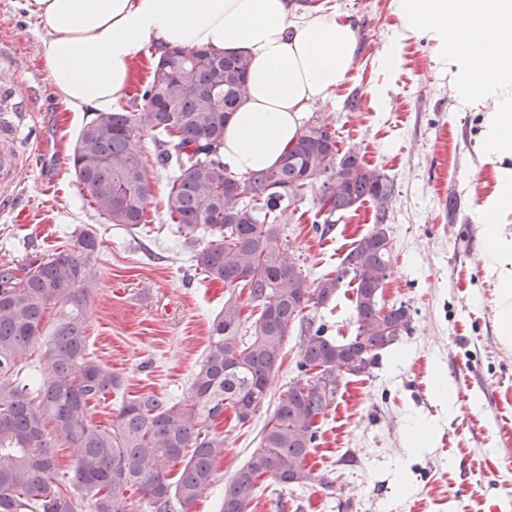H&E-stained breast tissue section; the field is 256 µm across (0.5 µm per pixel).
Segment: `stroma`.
<instances>
[{
  "label": "stroma",
  "instance_id": "obj_1",
  "mask_svg": "<svg viewBox=\"0 0 512 512\" xmlns=\"http://www.w3.org/2000/svg\"><path fill=\"white\" fill-rule=\"evenodd\" d=\"M0 0V74L18 82L54 157L47 175L28 173L10 207L0 208V265L51 253L93 230L97 288L87 306L88 351L121 380L92 402L91 420L108 427L122 401L152 394L183 401L228 296L203 279L192 255L206 238L185 242L165 200L173 168L149 165L148 222L128 229L107 223L88 205L71 165L73 148L93 108L75 112L59 98L40 55L46 30L24 7ZM333 9L358 34L350 77L334 99L306 110V125L335 129L340 149L357 150L393 185L384 226L392 248L387 302L405 303L412 330L381 352L369 373L345 377L335 403L319 418L320 438L307 464L329 480L288 493L262 483L253 512H512V347L497 319V289L485 272L483 228L473 220L496 185L494 164L477 160L472 143L479 115L460 112L431 47L410 39L399 69L379 58L392 41L391 0H295L294 16ZM356 107H349V100ZM319 186L307 189L282 222L287 254L308 282L334 270L354 241L371 231L374 208L329 225L319 213ZM310 316L326 335L355 329L354 291L344 285ZM299 332L291 330L281 368L263 407L246 424L224 421V457L211 489L189 512H220L224 489L248 460L278 396L304 380L296 368ZM457 389L449 410L434 391L436 375ZM435 426L428 447L412 448L416 422Z\"/></svg>",
  "mask_w": 512,
  "mask_h": 512
}]
</instances>
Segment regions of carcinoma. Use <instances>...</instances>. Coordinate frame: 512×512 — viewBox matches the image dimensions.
<instances>
[{"mask_svg":"<svg viewBox=\"0 0 512 512\" xmlns=\"http://www.w3.org/2000/svg\"><path fill=\"white\" fill-rule=\"evenodd\" d=\"M249 66L242 54L172 48L143 86V105L94 113L73 151L90 207L107 222L132 229L145 223L150 204L144 135L151 133L160 147L157 164L177 165L166 197L169 217L189 242L198 233L210 237L193 255L196 267L228 289L189 399L142 395L122 402L110 428L90 419L91 402L120 385L87 353L86 308L97 250L91 230H83L71 248L0 268V512H79L85 501L92 512H132L126 497L131 490L151 512L188 508L211 487L214 464L224 456L218 420L230 410L244 424L259 411L295 326L297 369L315 375L279 396L259 448L225 487L220 512H252L264 477L288 488L328 484L307 465L319 438L318 418L335 403L342 378L363 373L411 331L408 307L388 305L382 297V282L391 273L382 224L392 185L358 152L341 151L326 123L302 131L275 166L244 179L228 172L220 154L224 127L245 98ZM317 179L329 215L355 212L369 201L376 226L312 287L286 256L281 221ZM347 281L355 290V334L338 341L304 311L329 301ZM239 290L246 292L244 304ZM247 304L261 311L245 339ZM50 309L55 322L35 385L22 383L21 364L44 335ZM58 440L78 448L67 472L58 471L52 452ZM177 466L172 483L169 472Z\"/></svg>","mask_w":512,"mask_h":512,"instance_id":"carcinoma-1","label":"carcinoma"}]
</instances>
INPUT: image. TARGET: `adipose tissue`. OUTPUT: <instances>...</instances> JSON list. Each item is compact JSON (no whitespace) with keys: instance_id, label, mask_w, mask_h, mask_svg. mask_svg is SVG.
I'll list each match as a JSON object with an SVG mask.
<instances>
[{"instance_id":"adipose-tissue-1","label":"adipose tissue","mask_w":512,"mask_h":512,"mask_svg":"<svg viewBox=\"0 0 512 512\" xmlns=\"http://www.w3.org/2000/svg\"><path fill=\"white\" fill-rule=\"evenodd\" d=\"M48 34L40 54L56 91L76 112L111 110L126 94L133 64L150 46L246 55L248 94L224 129L221 153L233 171L269 168L295 143L305 111L335 97L357 48L354 26L324 10L293 21L288 0H26ZM398 44L433 45L438 70L460 111L481 108L475 151L493 163L497 188L476 208L486 273L498 288L500 334L512 344V0H392Z\"/></svg>"}]
</instances>
